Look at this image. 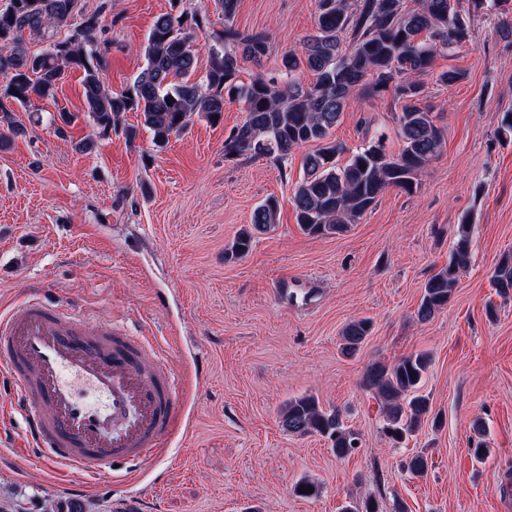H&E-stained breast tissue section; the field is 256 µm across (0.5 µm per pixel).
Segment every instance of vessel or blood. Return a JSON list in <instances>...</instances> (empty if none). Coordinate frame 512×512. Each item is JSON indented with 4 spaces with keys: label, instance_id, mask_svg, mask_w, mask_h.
Returning <instances> with one entry per match:
<instances>
[{
    "label": "vessel or blood",
    "instance_id": "obj_1",
    "mask_svg": "<svg viewBox=\"0 0 512 512\" xmlns=\"http://www.w3.org/2000/svg\"><path fill=\"white\" fill-rule=\"evenodd\" d=\"M0 364L26 420L20 456L91 480L162 450L184 407L148 337L31 296L0 312Z\"/></svg>",
    "mask_w": 512,
    "mask_h": 512
}]
</instances>
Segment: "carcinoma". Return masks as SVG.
Here are the masks:
<instances>
[{
  "mask_svg": "<svg viewBox=\"0 0 512 512\" xmlns=\"http://www.w3.org/2000/svg\"><path fill=\"white\" fill-rule=\"evenodd\" d=\"M81 0H9L0 9V72L9 81L0 96L25 107L33 98L57 101L66 71L82 74L87 113L95 137L74 143L79 153H90L97 139L120 131L129 142L138 128L126 126L122 117L136 112L153 143L165 146L182 133L197 114L211 122L220 119L226 100L238 101L246 120L224 139V157H265L282 166L293 149L311 144L303 158V178L294 189L296 223L312 236L347 231L373 209L383 194L396 189L407 195L418 177L440 151L444 136L431 109L423 104V77L433 73L438 52L452 50L469 38L471 22L492 9L512 11V0H318L313 33L301 42V54L282 56L279 74H257L239 80L241 61H260L269 48L263 30H241L234 25L239 0H219L224 29L213 34L203 82L195 79V37L205 33L208 17L180 8L172 0L170 11L152 24L144 47L145 64L133 83L117 93L109 86L95 39L101 15L87 14ZM66 29L70 35L50 42L40 54L25 47L26 37ZM348 44H343V41ZM314 74L303 83L298 71ZM393 90L403 101L395 115L402 146L389 155L382 140L351 153L340 165L342 144L330 140L355 93L377 96ZM279 203L266 198L252 215L250 227L240 230L229 257L249 252L253 233L278 223ZM471 225L460 224L448 264L423 286L417 317L426 321L449 302L459 273L470 263ZM492 282L503 295L512 291V255L496 266ZM367 318L349 322L342 330L343 349L353 354L370 334ZM428 354L402 356L391 364L367 368L364 386L382 403L385 433L396 442L415 435L432 407L417 389L429 368ZM284 431L293 436L319 435L330 441L336 456L354 449L356 433L345 427L336 409H326L311 395L288 400L279 414Z\"/></svg>",
  "mask_w": 512,
  "mask_h": 512,
  "instance_id": "1",
  "label": "carcinoma"
}]
</instances>
